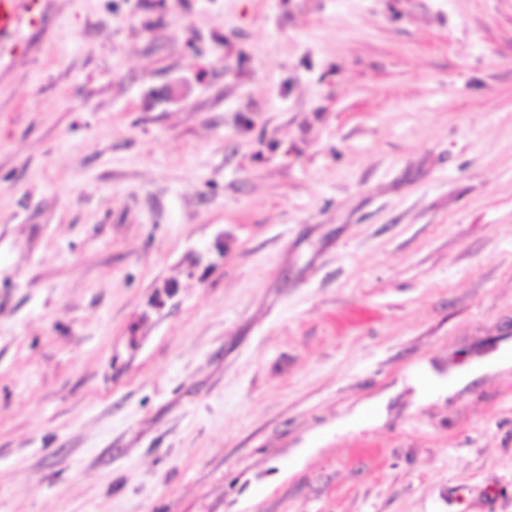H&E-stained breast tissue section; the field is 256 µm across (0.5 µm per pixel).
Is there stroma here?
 I'll return each instance as SVG.
<instances>
[{"instance_id":"1","label":"stroma","mask_w":512,"mask_h":512,"mask_svg":"<svg viewBox=\"0 0 512 512\" xmlns=\"http://www.w3.org/2000/svg\"><path fill=\"white\" fill-rule=\"evenodd\" d=\"M0 512H512V0H38Z\"/></svg>"}]
</instances>
